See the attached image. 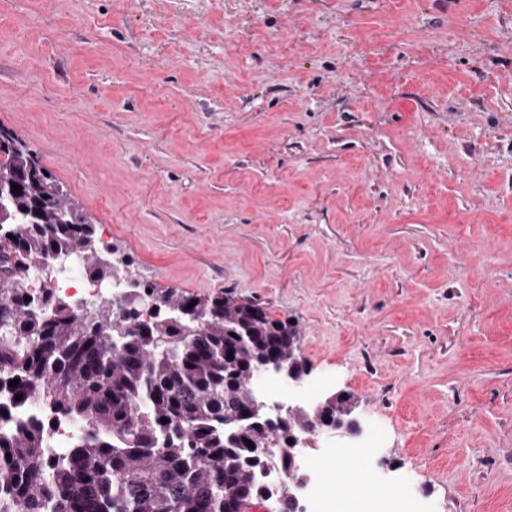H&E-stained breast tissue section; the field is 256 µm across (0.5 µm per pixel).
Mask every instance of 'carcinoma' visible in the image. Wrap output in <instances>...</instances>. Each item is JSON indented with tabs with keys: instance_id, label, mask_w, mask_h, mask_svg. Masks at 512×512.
Listing matches in <instances>:
<instances>
[{
	"instance_id": "cac0c4a2",
	"label": "carcinoma",
	"mask_w": 512,
	"mask_h": 512,
	"mask_svg": "<svg viewBox=\"0 0 512 512\" xmlns=\"http://www.w3.org/2000/svg\"><path fill=\"white\" fill-rule=\"evenodd\" d=\"M58 254L81 256L92 281L107 278L90 215L0 126V389L75 428L52 448L45 424L14 421L0 405V512H239L244 500L288 501L287 487L261 486V446L351 407L347 396L276 425L260 409L254 370L271 352L288 355L295 326L229 293L197 299L138 282L125 301L83 315L47 289L28 292V280L18 286L20 272Z\"/></svg>"
}]
</instances>
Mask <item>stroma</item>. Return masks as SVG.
Returning a JSON list of instances; mask_svg holds the SVG:
<instances>
[{"instance_id": "stroma-1", "label": "stroma", "mask_w": 512, "mask_h": 512, "mask_svg": "<svg viewBox=\"0 0 512 512\" xmlns=\"http://www.w3.org/2000/svg\"><path fill=\"white\" fill-rule=\"evenodd\" d=\"M0 124L138 281L294 321L424 512H512V0H0Z\"/></svg>"}]
</instances>
